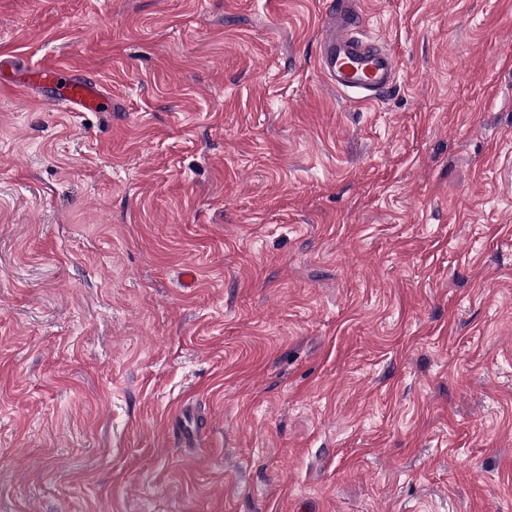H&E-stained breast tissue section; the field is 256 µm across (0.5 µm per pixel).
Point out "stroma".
<instances>
[{"label": "stroma", "mask_w": 512, "mask_h": 512, "mask_svg": "<svg viewBox=\"0 0 512 512\" xmlns=\"http://www.w3.org/2000/svg\"><path fill=\"white\" fill-rule=\"evenodd\" d=\"M363 2L0 0V512H512V0ZM360 0H331L320 26L316 65L337 91L359 102L384 97L396 84L398 64L364 30ZM33 82L51 85L54 91L44 101L66 112H107L112 107V99L97 84L76 79L65 67H42Z\"/></svg>", "instance_id": "stroma-1"}]
</instances>
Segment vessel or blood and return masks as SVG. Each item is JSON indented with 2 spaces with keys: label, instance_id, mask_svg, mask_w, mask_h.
<instances>
[{
  "label": "vessel or blood",
  "instance_id": "b4317fda",
  "mask_svg": "<svg viewBox=\"0 0 512 512\" xmlns=\"http://www.w3.org/2000/svg\"><path fill=\"white\" fill-rule=\"evenodd\" d=\"M316 65L337 91L360 102L384 97L396 84L398 64L362 22L361 0H330L317 36ZM34 80L52 86L46 101L67 112H106L112 100L97 84L75 78L68 68L43 67Z\"/></svg>",
  "mask_w": 512,
  "mask_h": 512
}]
</instances>
